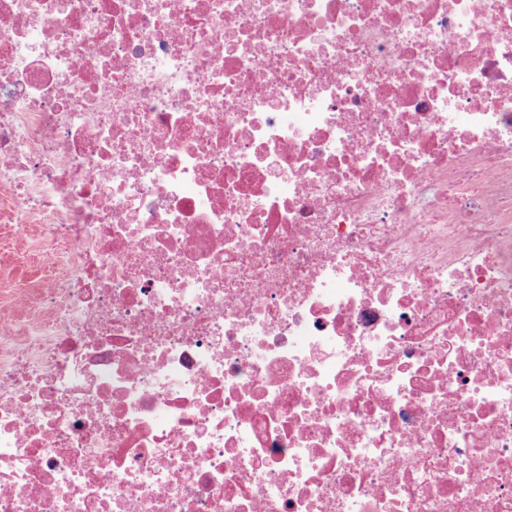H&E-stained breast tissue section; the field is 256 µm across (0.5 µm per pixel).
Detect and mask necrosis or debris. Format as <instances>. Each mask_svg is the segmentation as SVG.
Listing matches in <instances>:
<instances>
[{"mask_svg": "<svg viewBox=\"0 0 512 512\" xmlns=\"http://www.w3.org/2000/svg\"><path fill=\"white\" fill-rule=\"evenodd\" d=\"M0 512H512V0H0ZM5 238L1 237V224H0V278L1 274L4 279V288H15L25 281V270L18 265L16 260L10 253L3 249L7 248V243L3 241ZM3 245V246H2Z\"/></svg>", "mask_w": 512, "mask_h": 512, "instance_id": "1", "label": "necrosis or debris"}]
</instances>
